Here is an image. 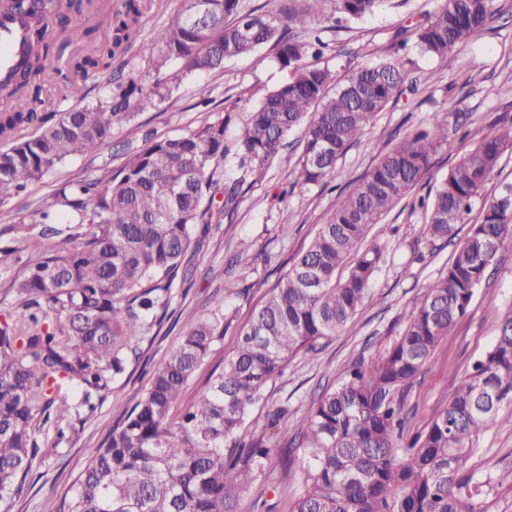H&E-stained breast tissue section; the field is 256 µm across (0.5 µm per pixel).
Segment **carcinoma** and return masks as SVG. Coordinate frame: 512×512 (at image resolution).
<instances>
[{
	"mask_svg": "<svg viewBox=\"0 0 512 512\" xmlns=\"http://www.w3.org/2000/svg\"><path fill=\"white\" fill-rule=\"evenodd\" d=\"M321 2L283 0L274 15L247 10L241 0H183L154 36L148 68L155 98L163 101L190 76L268 43L279 47L277 59L293 78L248 112L233 150L226 136L235 115L228 112L182 137L147 142L118 171L67 184L53 202L17 215L12 238L0 244V265L30 247L42 255L11 284L20 312L0 322L1 501L21 491L42 434L55 431V448L70 441L73 421L94 414L101 391L125 375L130 359L142 357L144 336L173 317V289L189 280L182 262L202 242L197 225L233 224L243 194L263 181L295 128H303L302 153L289 173V192L303 193L333 173L379 113L415 91L395 59L334 82L329 69L314 63L325 47L309 32ZM380 2L332 0L350 19L373 14ZM88 6L90 0H36L28 12L0 10L1 19L19 21L24 31L21 59L0 79V94L10 101L0 112V207L134 121L140 88L133 80L54 123L32 108L47 86L71 92L109 70L146 3L121 0L107 47L67 57V45L94 36L78 22ZM495 14L494 0H444L425 21L397 30L393 46L411 44L450 61ZM33 127L37 134L27 135ZM447 142L448 116L436 111L379 159L239 330L233 354L184 406L187 387L233 322L222 298L210 317L187 318L179 345L152 368L121 423L89 450L71 494L54 512H238L243 491L297 460L301 484L291 512H485L489 482L468 460L479 433L512 407V307L448 405L409 442L401 436L404 393L512 241V182L485 193L512 148L507 115L421 199L432 241H452L476 207L480 220L405 312L390 347L352 364L295 424L288 423L286 405L252 415L291 359H314L320 341L340 334L357 313L384 250L366 244L368 229L431 169ZM345 265L347 275L336 278ZM270 428L282 446L268 441Z\"/></svg>",
	"mask_w": 512,
	"mask_h": 512,
	"instance_id": "1",
	"label": "carcinoma"
}]
</instances>
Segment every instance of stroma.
Returning a JSON list of instances; mask_svg holds the SVG:
<instances>
[{"label":"stroma","mask_w":512,"mask_h":512,"mask_svg":"<svg viewBox=\"0 0 512 512\" xmlns=\"http://www.w3.org/2000/svg\"><path fill=\"white\" fill-rule=\"evenodd\" d=\"M181 4L182 0H153L128 49L113 58L111 72L87 82L80 96L65 99L56 89H47L55 114L96 101L107 83H125L131 77L144 76L154 51L155 31ZM442 4L443 0H383L373 15L361 20L337 23L319 18L321 36L329 45L322 66L342 81L357 66L393 56L395 31L422 21ZM496 4L503 11L502 18L477 33L452 61L409 53V78L416 86L415 93L402 95L395 105L378 114L364 138L339 158L327 183L312 186L302 194H285L286 173L300 155L297 149H287L266 178L245 193L232 225H212L195 258V284L187 296L175 297L173 306L184 315L206 317L215 298L220 297L232 311L233 322L223 339L213 346L207 366L188 386L186 399H193L205 387L211 366L222 363L234 351L239 329L291 268L297 254L309 245L326 214L353 190L381 154L424 123L431 113L444 110L449 122H463L466 134L449 135L447 144L433 156L430 172L380 223L369 228L368 241H380L385 250L359 312L342 334L322 340L321 351L314 360L299 356L292 359L283 375L269 383L260 410L284 402L290 408H298L322 389L337 385L352 361L381 353L399 335L405 309L422 299L426 285L447 268L456 241L464 240L470 231L469 225L461 224L455 242H430L424 233L423 214L413 210V203L433 190L436 177L447 172L487 132L498 115L512 110V100L498 93L504 82L512 83V0H496ZM276 54V47L265 45L259 54L189 77L164 102L139 109L135 134L115 130L107 142L57 165L29 193L0 207V239L8 238V227L18 212L49 201L62 183L93 179L104 171L119 169L143 139L181 137L229 110L235 112L236 119L227 138L237 139L247 113L291 77L278 63ZM204 84L212 99L207 106L200 104L196 92ZM282 224L289 229L284 237L278 232ZM241 252L260 261L258 275L248 282L228 271L229 264ZM511 305L512 243L500 251L486 282L475 291L467 313L440 341L409 389L407 434L422 430L448 404L456 381L489 350L499 318ZM129 370V376L111 383L104 391L94 415L79 423L77 438L55 448H41L23 491L11 505L0 503V512H51L84 469L90 449L101 444L123 409L141 397L148 376L139 362L131 363ZM469 466L477 475L492 480L493 488L485 501L487 512H512V408L501 410L495 425L480 433ZM298 490L296 477L275 470L267 481L255 483L243 493L239 512H258L264 501L275 504L276 512H291Z\"/></svg>","instance_id":"stroma-1"}]
</instances>
